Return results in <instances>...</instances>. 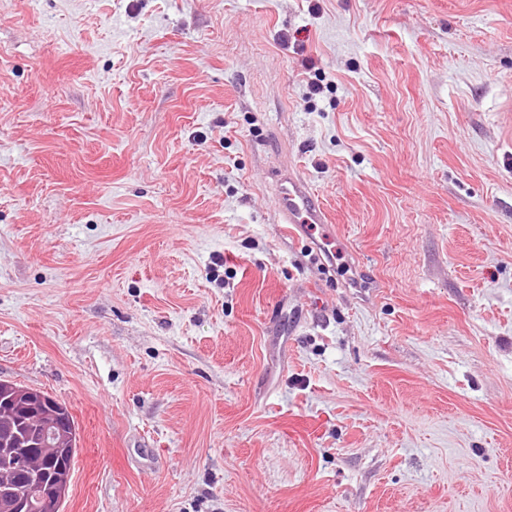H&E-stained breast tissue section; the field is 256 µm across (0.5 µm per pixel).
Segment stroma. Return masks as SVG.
Here are the masks:
<instances>
[{"mask_svg":"<svg viewBox=\"0 0 512 512\" xmlns=\"http://www.w3.org/2000/svg\"><path fill=\"white\" fill-rule=\"evenodd\" d=\"M0 379L62 512H512V0H0ZM275 198L281 224L302 230L303 225L329 224L324 208L316 201L308 183L296 174H278ZM0 484L13 471L16 483L12 492L1 497L0 512H62L68 494L73 461L77 452V425L67 406L47 392L0 379ZM10 425L2 421L11 416ZM62 431L66 435L63 448L38 447L43 433ZM3 448V449H1ZM40 449L47 460L37 472L25 464V450ZM35 486L42 492L38 510L30 505L29 491ZM24 502L31 511H14Z\"/></svg>","mask_w":512,"mask_h":512,"instance_id":"stroma-1","label":"stroma"}]
</instances>
